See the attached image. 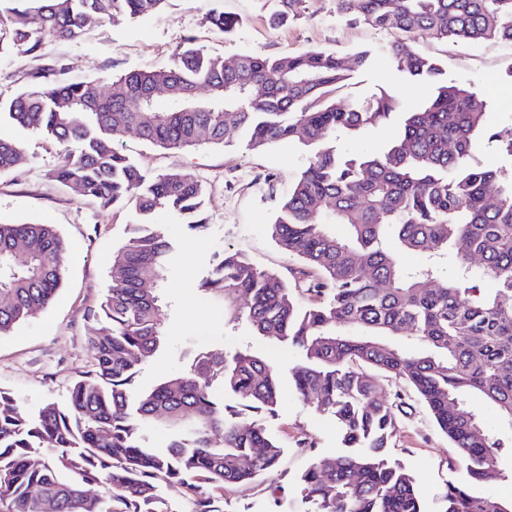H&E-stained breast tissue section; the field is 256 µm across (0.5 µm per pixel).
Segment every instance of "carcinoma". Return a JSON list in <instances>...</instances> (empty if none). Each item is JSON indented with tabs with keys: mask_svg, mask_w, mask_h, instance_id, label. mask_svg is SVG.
Segmentation results:
<instances>
[{
	"mask_svg": "<svg viewBox=\"0 0 512 512\" xmlns=\"http://www.w3.org/2000/svg\"><path fill=\"white\" fill-rule=\"evenodd\" d=\"M164 0H0L10 39L33 51L44 38H77L102 16L145 17ZM340 11L398 37L388 61L398 73L435 80L412 112L381 92L361 104L328 99L347 80L336 53L311 49L228 64L190 45L163 66L132 70L99 93L96 80L46 83L0 100V124L45 131L60 146L54 181L102 207L123 204L130 185L139 222L112 254V285L87 319L90 369L65 404L30 412L0 389V512H176L160 485L176 484L190 512H224V490L281 461L285 448L254 420L279 404V371L247 350L201 352L184 371L138 393L139 366L160 348L164 311L146 288L164 280L174 250L153 227L159 210L191 230L207 227L204 187L186 172L149 177L113 146L133 130L163 149L227 144L251 150L297 143L307 163L271 225L272 239L300 267L287 281L226 249L200 288L237 310L253 334L297 349L299 397L331 417L346 451L300 477L314 512H424L414 477L388 458L396 411L413 395L465 463L468 480L446 487L441 512H512V498L477 488L505 480L498 461L512 439L489 431L468 405L483 396L512 422V166L471 162L486 131V102L473 87L440 83V66L419 39L512 46V0H338ZM40 30H30V17ZM209 23L232 31L222 12ZM200 85L212 88L206 99ZM156 90L168 98L159 107ZM400 119L396 137L369 154L334 145ZM26 161L0 138V175ZM68 246L55 225L0 223V335L48 311L63 286ZM408 254L420 256L414 266ZM401 384L377 396L367 373ZM236 398L230 404L224 396ZM168 432L145 444V426ZM105 493L91 498L88 487Z\"/></svg>",
	"mask_w": 512,
	"mask_h": 512,
	"instance_id": "cac0c4a2",
	"label": "carcinoma"
}]
</instances>
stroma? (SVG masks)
Returning a JSON list of instances; mask_svg holds the SVG:
<instances>
[{
    "mask_svg": "<svg viewBox=\"0 0 512 512\" xmlns=\"http://www.w3.org/2000/svg\"><path fill=\"white\" fill-rule=\"evenodd\" d=\"M277 8V0H164L153 15L106 17L72 41L49 40L35 52L8 47L0 50V98L39 82L45 69L60 67L66 80L95 79L106 90L125 72L167 63L189 42L227 60L243 53L278 57L310 49L333 51L347 60L364 51L368 61L339 89L342 100L362 101L385 91L412 110L432 94L430 82L406 79L388 65L394 31L343 15L337 0H302L295 15L281 25L272 22ZM216 10L239 18L232 35L207 24V16ZM416 48L440 64L444 80L476 87L487 102L489 129L512 128V82L506 78L512 70L511 46L424 39ZM0 136L20 140L28 156L26 164L0 175V223L53 224L69 246L64 284L52 309L0 337V387L34 410L47 401L65 403L72 382L88 367L86 313L98 308L112 284V253L136 220L130 201L140 188L130 186L128 204L100 208L79 189L48 178L59 153L53 137L7 124L0 126ZM116 146L149 175L182 170L197 176L206 188L204 214L209 224L205 233L195 234L171 213L160 211L152 218L172 240L175 253L159 289L166 305L164 340L141 365L136 389L153 388L200 352L247 348L272 361L282 374L280 403L275 414L259 415L258 420L280 440L285 454L276 469L248 485L225 490L224 512H312L300 493L299 479L311 463L340 452L336 425L296 394L291 371L301 363L298 354L252 336L244 321H231L221 295L200 287L227 248L284 277L295 267L269 228L305 167L306 148L292 143L251 150L236 142L166 150L131 130ZM398 420L399 433L389 455L415 477L425 512H439L448 483L465 481L467 472L454 463V448L419 402H412Z\"/></svg>",
    "mask_w": 512,
    "mask_h": 512,
    "instance_id": "1",
    "label": "stroma"
}]
</instances>
